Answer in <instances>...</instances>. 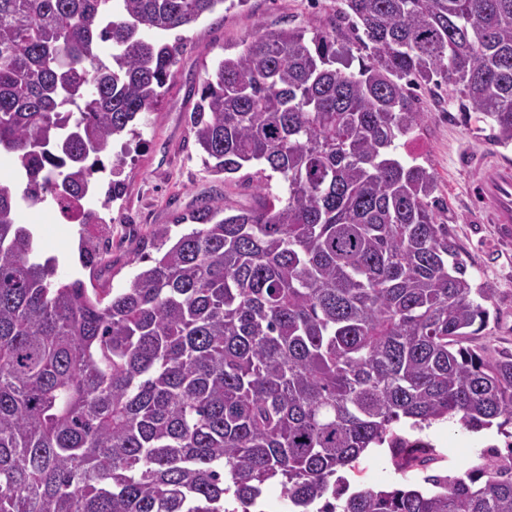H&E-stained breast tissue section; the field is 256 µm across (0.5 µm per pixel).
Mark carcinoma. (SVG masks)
Masks as SVG:
<instances>
[{"label":"carcinoma","mask_w":512,"mask_h":512,"mask_svg":"<svg viewBox=\"0 0 512 512\" xmlns=\"http://www.w3.org/2000/svg\"><path fill=\"white\" fill-rule=\"evenodd\" d=\"M226 1L246 2L0 0V152L22 179L0 182V512H256L273 482L288 512H512V448L424 490L336 478L375 445L434 461L403 420L512 437V356L463 345L494 288L466 277L433 171L394 155L435 77L512 145V0H343L356 72L334 31L221 56L191 132L215 173L256 167L262 201L154 229L127 288L54 280L19 222L50 197L103 223L102 156ZM80 252L98 264L91 237Z\"/></svg>","instance_id":"obj_1"}]
</instances>
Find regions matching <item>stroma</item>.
Wrapping results in <instances>:
<instances>
[{
  "mask_svg": "<svg viewBox=\"0 0 512 512\" xmlns=\"http://www.w3.org/2000/svg\"><path fill=\"white\" fill-rule=\"evenodd\" d=\"M342 7V0H247L230 9L217 6L194 24L186 33V46L161 99L140 115L137 135L127 136V152L119 159L104 158L108 166L120 163L124 191L106 210V223L91 228L100 246L97 275L80 266V225L69 223L50 200L21 206L20 221L33 229L41 253L57 257L58 277L78 274L94 288L129 287L140 270L137 255L152 251L150 234L156 226H170L175 238L189 232L190 224L176 223L175 218L194 210L204 198L235 208L256 206L259 195L248 170L226 179L206 165L189 125L197 92L219 56L240 50L260 32L283 28L333 31L350 42L354 56H363V49L341 18ZM414 96L426 117L400 152L417 157L435 173L440 187V223L447 225L459 245L468 263V276L488 282L495 290L489 326L471 337L469 344L485 347L493 358L512 355V241L501 240L495 225L481 222L459 167L461 148L487 150L491 144L476 137L475 114L459 111L448 84L437 81L416 87ZM422 435L435 446L432 473L450 476L481 464L487 447L502 448L507 443L506 437L496 432L486 440L458 425L439 422L424 429ZM341 475L353 489L419 486L424 477L415 469H396L385 448L363 454L356 468L342 470Z\"/></svg>",
  "mask_w": 512,
  "mask_h": 512,
  "instance_id": "1",
  "label": "stroma"
}]
</instances>
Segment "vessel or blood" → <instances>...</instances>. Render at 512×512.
Segmentation results:
<instances>
[{
	"instance_id": "obj_1",
	"label": "vessel or blood",
	"mask_w": 512,
	"mask_h": 512,
	"mask_svg": "<svg viewBox=\"0 0 512 512\" xmlns=\"http://www.w3.org/2000/svg\"><path fill=\"white\" fill-rule=\"evenodd\" d=\"M460 165L485 223L497 225L503 238L512 237V164L469 150L461 154Z\"/></svg>"
}]
</instances>
